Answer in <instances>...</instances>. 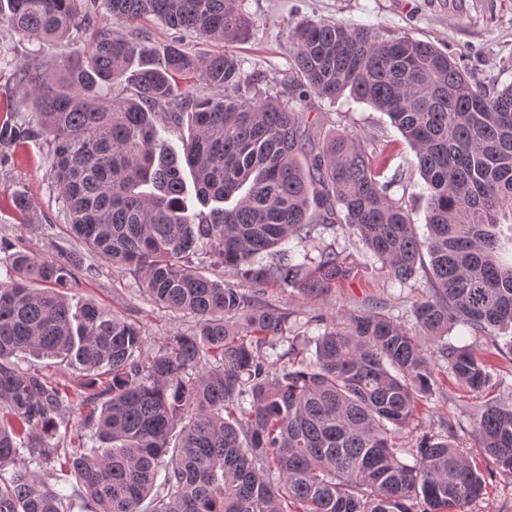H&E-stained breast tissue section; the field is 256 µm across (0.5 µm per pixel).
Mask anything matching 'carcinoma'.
I'll return each mask as SVG.
<instances>
[{"label":"carcinoma","mask_w":512,"mask_h":512,"mask_svg":"<svg viewBox=\"0 0 512 512\" xmlns=\"http://www.w3.org/2000/svg\"><path fill=\"white\" fill-rule=\"evenodd\" d=\"M153 16L171 29L224 43L251 28L241 0H0V25L67 41L57 76L33 55L16 68L32 122L0 127V146L41 137L70 232L128 271L160 308L197 318L193 331L147 354L140 328L65 290L92 268L63 249L37 258L0 242V512H466L486 477L455 438L399 439L436 385L438 360L473 391L493 381L469 347L448 343L458 324L475 337L512 331V82L474 85L448 53L409 36L308 21L292 30L291 99L250 96L232 54L159 52L101 27ZM218 91L195 95L179 79ZM385 113L415 152L428 200L421 236L402 200L405 180H383L389 158L353 133L321 137L310 114L343 92ZM190 130L183 156L163 134ZM209 210H189L182 167ZM336 224L402 286L428 269L431 295L412 303V326L371 299L323 325L315 360L294 341L271 363L267 340L291 331L289 313L198 271L325 298L356 274L328 245L298 247ZM34 353L79 365L69 393L19 365ZM83 417L91 439L63 448L59 426ZM180 429L178 443L170 437ZM482 452L512 474V406L472 415ZM413 454L414 463L404 460ZM60 466L57 484L40 468ZM422 510H417V506Z\"/></svg>","instance_id":"cac0c4a2"}]
</instances>
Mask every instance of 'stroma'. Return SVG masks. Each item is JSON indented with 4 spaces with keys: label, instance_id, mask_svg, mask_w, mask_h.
I'll return each mask as SVG.
<instances>
[{
    "label": "stroma",
    "instance_id": "1",
    "mask_svg": "<svg viewBox=\"0 0 512 512\" xmlns=\"http://www.w3.org/2000/svg\"><path fill=\"white\" fill-rule=\"evenodd\" d=\"M251 20V31L242 42L226 45L207 39H182L187 51L196 56L228 52L237 57L243 72L253 82L254 93L264 92L290 98L288 76L293 68V46L289 31L305 20L340 21L374 28L381 35L409 36L445 50L478 85L512 82V0H243ZM49 64L61 62L69 53L63 44L41 43L0 27V124L20 120L22 89L14 80L16 67L31 54ZM323 135L352 132L386 146L390 169L406 168L408 185L392 187L394 198L402 200L417 227L426 224L423 181L413 162L415 154L389 118L368 103L342 95L322 102L318 111ZM51 157L42 139H26L0 147V239L21 245L42 258L63 247L83 252L84 247L69 232L60 210L57 192L48 170ZM25 194L33 205L29 218L14 209V198ZM334 244L351 253L357 264L355 278L345 282L331 299H303L292 290L267 287L264 298L282 304L307 336H316L309 325L310 313L319 311L337 318L360 307L368 298L386 302L396 315H408L414 299L425 296V282L403 288L394 284L379 263L370 260L355 238L343 230L325 231L321 240L306 243L316 251L319 244ZM93 267L80 286L71 292L73 304H97L104 310L138 326L150 351L161 348L169 336L190 332L192 316L173 314L157 308L140 290L133 275L112 268L104 259L87 256ZM457 346L473 347L493 366L497 378L492 389L474 392L449 373H438L431 396L420 402L416 416L402 438L412 446L420 434L454 435L474 465L487 476L486 493L468 512H512V475L497 471L491 458L477 448L471 435L470 416L492 398L512 405V359L498 354L490 340L477 339L464 326L448 336Z\"/></svg>",
    "mask_w": 512,
    "mask_h": 512
}]
</instances>
